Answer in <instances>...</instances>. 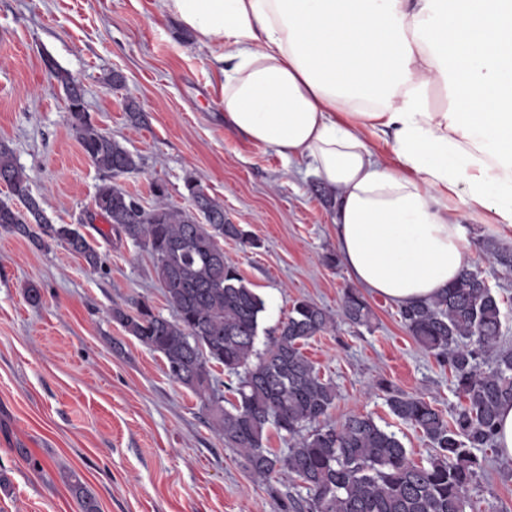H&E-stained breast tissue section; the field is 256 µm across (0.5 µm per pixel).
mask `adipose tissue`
Listing matches in <instances>:
<instances>
[{"label": "adipose tissue", "mask_w": 512, "mask_h": 512, "mask_svg": "<svg viewBox=\"0 0 512 512\" xmlns=\"http://www.w3.org/2000/svg\"><path fill=\"white\" fill-rule=\"evenodd\" d=\"M215 55L224 119L336 196L353 279L398 305L512 232V0H163ZM445 95L435 107L434 91ZM392 137L391 163L372 139Z\"/></svg>", "instance_id": "1"}]
</instances>
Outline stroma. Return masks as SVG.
<instances>
[{
  "label": "stroma",
  "mask_w": 512,
  "mask_h": 512,
  "mask_svg": "<svg viewBox=\"0 0 512 512\" xmlns=\"http://www.w3.org/2000/svg\"><path fill=\"white\" fill-rule=\"evenodd\" d=\"M52 58L82 85L85 106L103 131L140 159L123 185L144 206L165 184L183 207L184 181L196 178L226 216L260 242L228 239L225 255L264 299L260 334L269 336L295 301L337 311L354 282L336 253V205L330 190L298 162L225 126L211 50L183 31L161 0H0V141L14 152L48 219L79 229L107 259L93 272L66 246H35L0 231V512H79L70 491L78 475L101 512H278L287 475L266 485L210 428L200 399L166 373L151 351L113 322V305L146 299L172 317L141 247L117 241L105 221L85 223L103 174L83 154L68 121L65 94L44 64ZM124 77L112 86V72ZM146 114L128 126L125 103ZM477 272L501 301L502 336L512 347V270L489 258L482 242L512 249L489 224H470ZM42 290L39 305L25 297ZM369 325L337 322L303 351L339 397V422L371 414L389 426L421 463L432 452L419 431L389 413L371 383L384 378L435 402L444 415L458 403L448 367L408 334L399 305L366 293ZM32 454L44 464L35 471ZM471 491L473 512H512V461L498 450Z\"/></svg>",
  "instance_id": "obj_1"
}]
</instances>
